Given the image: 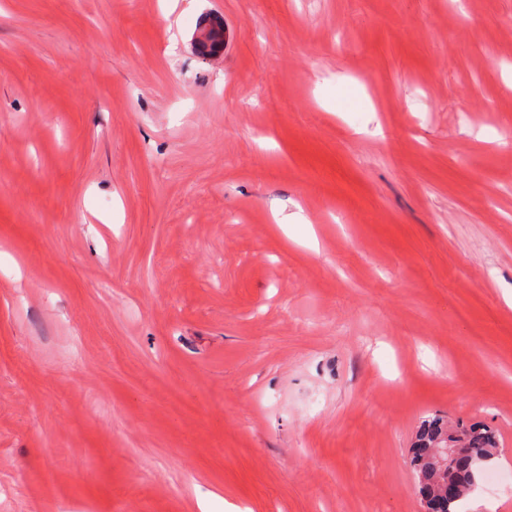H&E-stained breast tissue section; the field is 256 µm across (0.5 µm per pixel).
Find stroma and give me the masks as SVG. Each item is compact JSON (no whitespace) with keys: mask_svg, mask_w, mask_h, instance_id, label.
Instances as JSON below:
<instances>
[{"mask_svg":"<svg viewBox=\"0 0 512 512\" xmlns=\"http://www.w3.org/2000/svg\"><path fill=\"white\" fill-rule=\"evenodd\" d=\"M511 134L512 0H0V512L512 473ZM212 30H213V24H208L204 26H200L194 36V45L195 48H197L198 53L202 56L204 59H208L209 57L215 55L217 52H219L223 46H224V32L220 30V41L221 45L218 49H212ZM460 433L466 442V448H459L455 442L445 444V436ZM434 452L432 463L436 468L446 469L448 459L459 454L470 453L473 457H484L489 463L498 448L497 435L494 430L480 422L465 423L459 420L455 427H448V420L434 416L423 420L413 442L411 463L414 473L426 475L432 448L443 446Z\"/></svg>","mask_w":512,"mask_h":512,"instance_id":"35a3bbf8","label":"stroma"}]
</instances>
